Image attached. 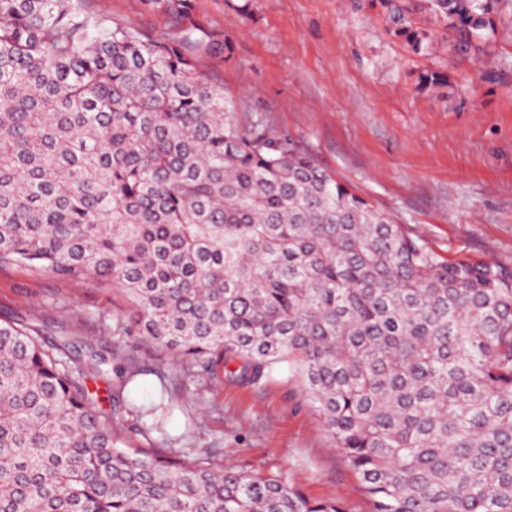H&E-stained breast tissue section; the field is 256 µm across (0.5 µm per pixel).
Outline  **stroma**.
Returning a JSON list of instances; mask_svg holds the SVG:
<instances>
[{
  "label": "stroma",
  "mask_w": 512,
  "mask_h": 512,
  "mask_svg": "<svg viewBox=\"0 0 512 512\" xmlns=\"http://www.w3.org/2000/svg\"><path fill=\"white\" fill-rule=\"evenodd\" d=\"M193 0L194 16L229 40L233 54L205 60L233 96L243 126L288 134L338 181L392 215L440 254L512 262V41L496 50L494 74L438 45L411 54L364 0ZM113 17L151 34L167 31L143 0H97ZM423 70L449 82L421 91ZM133 310L116 291L0 267V316L28 318L52 337L78 315L82 336L134 350L144 365L133 404L120 408L126 444L170 437L186 456L204 452L225 466L277 473L345 512H370L362 485L336 451L297 374L257 383L179 373L173 410L151 369L176 362L144 337L113 331Z\"/></svg>",
  "instance_id": "stroma-1"
}]
</instances>
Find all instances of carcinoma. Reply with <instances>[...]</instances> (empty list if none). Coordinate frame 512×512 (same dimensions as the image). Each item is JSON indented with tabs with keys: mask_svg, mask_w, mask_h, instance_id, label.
<instances>
[{
	"mask_svg": "<svg viewBox=\"0 0 512 512\" xmlns=\"http://www.w3.org/2000/svg\"><path fill=\"white\" fill-rule=\"evenodd\" d=\"M512 0H367L488 64ZM0 0V266L124 294L116 328L245 383L301 378L371 512H512V262L445 258L287 134L244 128L192 0ZM445 75L422 71L417 89ZM127 350L0 319V512H344L276 474L126 448ZM106 13L131 22L150 34L168 31L165 16L149 9L143 0H96Z\"/></svg>",
	"mask_w": 512,
	"mask_h": 512,
	"instance_id": "cac0c4a2",
	"label": "carcinoma"
}]
</instances>
